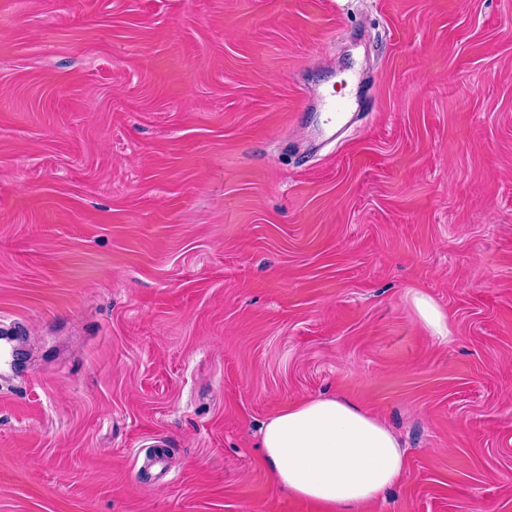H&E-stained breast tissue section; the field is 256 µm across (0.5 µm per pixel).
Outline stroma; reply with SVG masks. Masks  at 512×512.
I'll return each mask as SVG.
<instances>
[{"label":"stroma","mask_w":512,"mask_h":512,"mask_svg":"<svg viewBox=\"0 0 512 512\" xmlns=\"http://www.w3.org/2000/svg\"><path fill=\"white\" fill-rule=\"evenodd\" d=\"M5 334L0 512H315L318 396L405 451L367 512H512V0H0ZM415 308L426 325L434 335L439 338H448V319L436 303L427 295L416 293L413 297Z\"/></svg>","instance_id":"obj_1"}]
</instances>
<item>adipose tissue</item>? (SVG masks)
Returning <instances> with one entry per match:
<instances>
[{
	"instance_id": "adipose-tissue-1",
	"label": "adipose tissue",
	"mask_w": 512,
	"mask_h": 512,
	"mask_svg": "<svg viewBox=\"0 0 512 512\" xmlns=\"http://www.w3.org/2000/svg\"><path fill=\"white\" fill-rule=\"evenodd\" d=\"M261 444L275 480L317 512H364L406 472L396 435L335 397L289 403L264 423Z\"/></svg>"
}]
</instances>
